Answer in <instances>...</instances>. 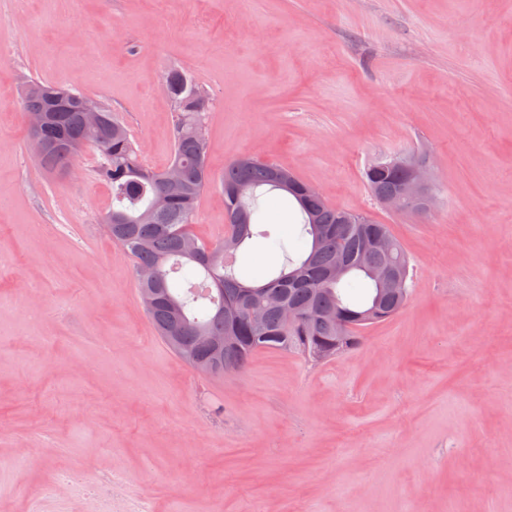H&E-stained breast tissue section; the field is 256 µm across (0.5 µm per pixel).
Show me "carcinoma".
Returning a JSON list of instances; mask_svg holds the SVG:
<instances>
[{"label":"carcinoma","mask_w":512,"mask_h":512,"mask_svg":"<svg viewBox=\"0 0 512 512\" xmlns=\"http://www.w3.org/2000/svg\"><path fill=\"white\" fill-rule=\"evenodd\" d=\"M170 81L181 106L175 108L174 145L170 162L179 178L168 181L160 169L148 166L127 127L104 107L96 128L84 127L74 102L58 110L57 118L34 141L37 157L49 170L73 163L61 135L85 140L99 154L98 178L112 190V207L105 222L112 225V242L133 259L135 269L155 271L158 281H137L145 312L158 335L193 368L220 377L224 366L243 370L261 349H295L313 360H332L354 348L357 331L399 313L409 300L410 264L389 225L333 206L293 186L272 183L279 165L238 156L224 166V235L215 242L199 239L191 230L199 201L212 183L207 162L208 111L202 86L184 69L171 68ZM75 90L58 83L28 80L22 90L23 111L47 106L50 92ZM407 173L394 167L369 166L364 178L373 195L400 186ZM280 191L298 207L301 229L295 242L265 229L263 195ZM263 239L283 262L262 282H254L240 264L243 249ZM396 269L402 280L398 293L377 298L375 274ZM301 311L292 322L281 304ZM347 329L351 343L336 349L337 330ZM201 336H231L233 346L213 348Z\"/></svg>","instance_id":"obj_1"}]
</instances>
